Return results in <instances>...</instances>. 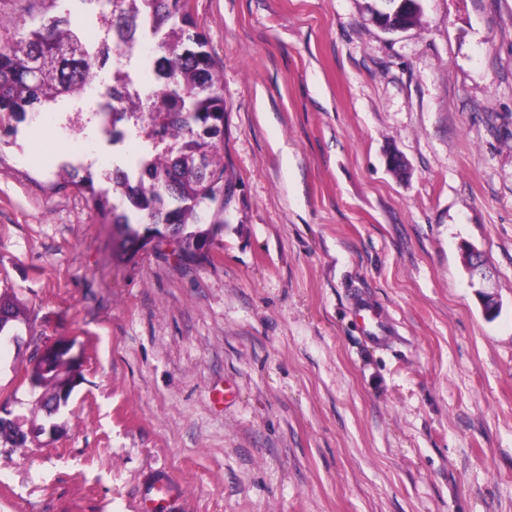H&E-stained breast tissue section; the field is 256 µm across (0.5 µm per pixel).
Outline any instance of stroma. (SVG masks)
Returning <instances> with one entry per match:
<instances>
[{
	"instance_id": "35a3bbf8",
	"label": "stroma",
	"mask_w": 512,
	"mask_h": 512,
	"mask_svg": "<svg viewBox=\"0 0 512 512\" xmlns=\"http://www.w3.org/2000/svg\"><path fill=\"white\" fill-rule=\"evenodd\" d=\"M363 6L189 0L235 182L200 257L123 247L62 183L136 136L44 112L0 144V416L28 436L0 438V512H512V0L394 34ZM56 342L79 368L50 415L25 373Z\"/></svg>"
}]
</instances>
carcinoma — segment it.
<instances>
[{
  "mask_svg": "<svg viewBox=\"0 0 512 512\" xmlns=\"http://www.w3.org/2000/svg\"><path fill=\"white\" fill-rule=\"evenodd\" d=\"M93 7L117 39L112 52L130 65L141 43H155L164 78L149 92L125 101L112 94V135L135 116L143 148L134 167L115 168L111 188H95L88 167L64 165L69 183L88 191L89 202L105 224L124 227L139 248L169 232L179 252L194 258L204 247L198 224L224 223V191L234 185L224 169V76L215 68L203 35L197 31L188 0H80ZM365 12L382 13L385 33L398 23L416 24L418 0H366ZM95 52L70 27L65 16L45 13L29 22L9 18L0 28V127L39 112L50 100L81 92L97 74ZM21 320L16 303L0 295V323Z\"/></svg>",
  "mask_w": 512,
  "mask_h": 512,
  "instance_id": "obj_1",
  "label": "carcinoma"
}]
</instances>
